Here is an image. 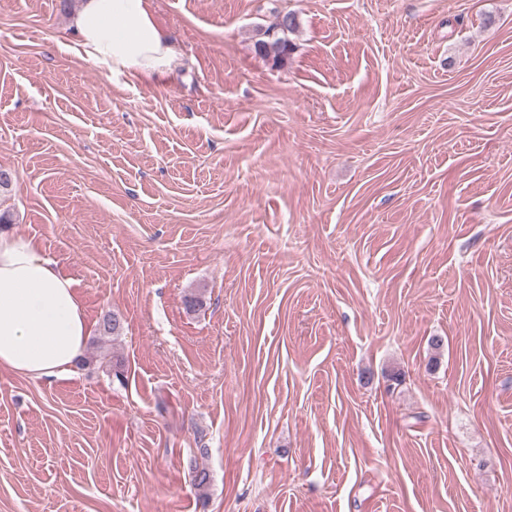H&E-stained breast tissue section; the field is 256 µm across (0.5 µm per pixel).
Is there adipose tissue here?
<instances>
[{
	"label": "adipose tissue",
	"mask_w": 512,
	"mask_h": 512,
	"mask_svg": "<svg viewBox=\"0 0 512 512\" xmlns=\"http://www.w3.org/2000/svg\"><path fill=\"white\" fill-rule=\"evenodd\" d=\"M79 55L112 75L159 79L176 51L149 0H82ZM92 334L73 280L32 239L0 232V369L47 382L71 373Z\"/></svg>",
	"instance_id": "adipose-tissue-1"
}]
</instances>
